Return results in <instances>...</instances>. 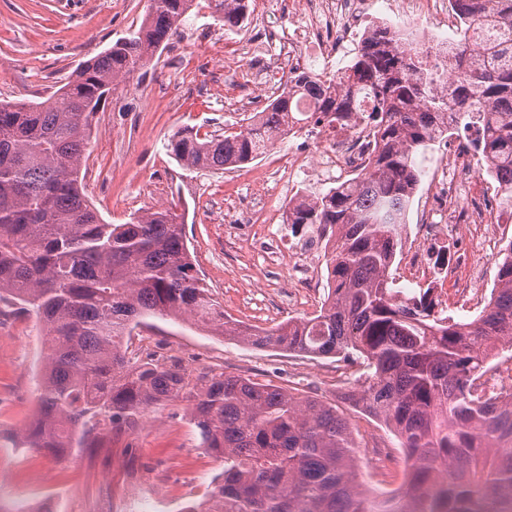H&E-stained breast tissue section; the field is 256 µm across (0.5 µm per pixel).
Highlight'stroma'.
<instances>
[{"instance_id": "stroma-1", "label": "stroma", "mask_w": 512, "mask_h": 512, "mask_svg": "<svg viewBox=\"0 0 512 512\" xmlns=\"http://www.w3.org/2000/svg\"><path fill=\"white\" fill-rule=\"evenodd\" d=\"M148 0H0V101H41L79 65L139 28ZM265 18L250 15L240 32L213 25L209 9L191 10L143 75L107 95L96 114L83 184L93 207L110 224L157 208L185 214L187 245L200 276L227 315L265 329L313 315L326 295V262L318 260L303 302H295L292 261L279 226L291 199L270 178L271 157L230 171L186 167L168 152V140L185 128L200 134L238 130L261 104L235 105L249 67L265 62ZM256 44L239 60L237 80L222 75L235 43ZM129 350L160 361L177 357L189 371L217 369L269 381L327 402L356 385L358 365L342 358L313 359L277 349H254L209 335L190 322L149 316L136 327ZM42 326L25 316L0 323V498L49 512H183L210 493L224 464L199 446L187 404L150 407L152 428L117 432L94 448L65 456L14 448L5 436L21 434L35 418L44 364ZM348 417L362 481L378 492L403 482L396 462L386 482L373 468L371 444L395 436L356 411Z\"/></svg>"}]
</instances>
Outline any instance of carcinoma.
I'll list each match as a JSON object with an SVG mask.
<instances>
[{"mask_svg":"<svg viewBox=\"0 0 512 512\" xmlns=\"http://www.w3.org/2000/svg\"><path fill=\"white\" fill-rule=\"evenodd\" d=\"M454 2L462 34L446 93L425 77L429 47L400 46L384 27L337 78L292 71L245 127L170 137L167 150L183 165L228 171L301 123L358 120L373 129L364 173L286 206L292 234L315 227L327 239V296L316 314L270 330L224 315L195 268L184 215L164 208L108 224L83 192L103 98L148 68L195 0H149L137 30L83 62L45 101L0 103V303L42 323L47 351L22 444L62 454L78 434L103 438L181 398L200 446L224 461L210 500L187 512H512V393L486 390L491 362L512 352V242L489 301L467 319L436 310L427 289L401 297L391 274L398 229L424 177L420 159L448 132V113L474 127L478 161L512 208V0ZM245 7L207 2L232 32ZM155 314L255 349L363 359V381L340 400L395 434L401 487H365L349 420L334 403L222 371L194 375L176 358L129 356L132 330Z\"/></svg>","mask_w":512,"mask_h":512,"instance_id":"cac0c4a2","label":"carcinoma"}]
</instances>
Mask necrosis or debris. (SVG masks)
Returning <instances> with one entry per match:
<instances>
[{
  "instance_id": "obj_1",
  "label": "necrosis or debris",
  "mask_w": 512,
  "mask_h": 512,
  "mask_svg": "<svg viewBox=\"0 0 512 512\" xmlns=\"http://www.w3.org/2000/svg\"><path fill=\"white\" fill-rule=\"evenodd\" d=\"M289 28L271 27L267 42L278 53L268 63L264 89L277 87L285 65L308 61L325 76L336 73V62L372 26L391 23L400 38L421 40L438 67V89H447L455 75L448 68L446 49L460 30L452 0H301ZM431 168L418 222L405 256L410 282L425 281L447 309L449 293L470 308L481 307L490 278L487 264L499 252L503 228L494 219L501 208L498 186L476 164L470 140L449 133ZM374 148L369 126L344 132L320 123L311 143L292 151L289 177L310 182H343L361 173Z\"/></svg>"
}]
</instances>
